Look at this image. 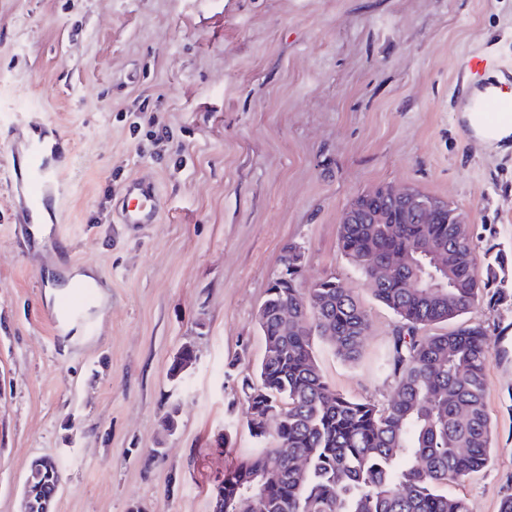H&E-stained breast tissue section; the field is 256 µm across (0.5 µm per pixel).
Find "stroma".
Masks as SVG:
<instances>
[{
    "label": "stroma",
    "mask_w": 512,
    "mask_h": 512,
    "mask_svg": "<svg viewBox=\"0 0 512 512\" xmlns=\"http://www.w3.org/2000/svg\"><path fill=\"white\" fill-rule=\"evenodd\" d=\"M485 52L512 61V0H0V118L16 119L0 126V512H20L43 456L63 474L52 512H211L259 447L240 382L290 244L301 288L338 275L368 315L356 362L316 340L323 376L386 404L398 319L338 235L351 200L388 184L461 212L479 262L509 260L503 290L463 318L486 328L494 452L444 488L498 512L512 495V148L466 136L456 112V63ZM29 130L65 153L41 236L9 221ZM133 178L157 186L158 223H119ZM88 270L98 285L65 317ZM185 344L197 359L170 377Z\"/></svg>",
    "instance_id": "35a3bbf8"
}]
</instances>
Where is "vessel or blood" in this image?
<instances>
[{"label": "vessel or blood", "instance_id": "b4317fda", "mask_svg": "<svg viewBox=\"0 0 512 512\" xmlns=\"http://www.w3.org/2000/svg\"><path fill=\"white\" fill-rule=\"evenodd\" d=\"M467 93L464 109L470 120L460 121L464 133L473 124L493 131L512 121V94L505 89L512 84V62L500 63L495 55L481 54L464 60L460 72ZM20 189L27 202L22 224H38L44 211L62 190V167L57 153L36 145L28 150L26 166L20 174ZM163 208L162 198L154 183L133 179L124 189L119 219L124 224L156 223Z\"/></svg>", "mask_w": 512, "mask_h": 512}]
</instances>
